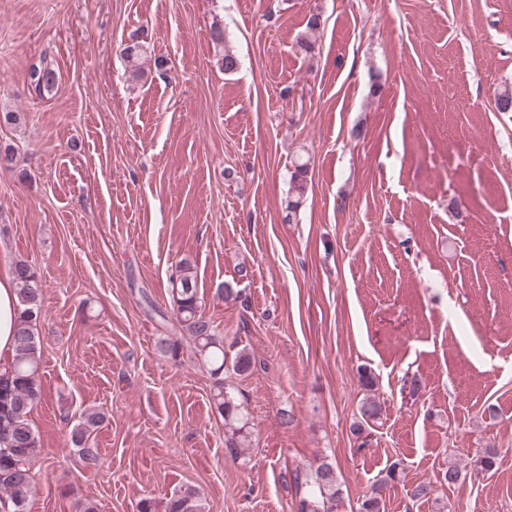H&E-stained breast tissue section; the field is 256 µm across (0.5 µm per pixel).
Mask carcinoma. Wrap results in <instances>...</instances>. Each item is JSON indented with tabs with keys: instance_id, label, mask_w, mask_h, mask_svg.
Returning a JSON list of instances; mask_svg holds the SVG:
<instances>
[{
	"instance_id": "carcinoma-1",
	"label": "carcinoma",
	"mask_w": 512,
	"mask_h": 512,
	"mask_svg": "<svg viewBox=\"0 0 512 512\" xmlns=\"http://www.w3.org/2000/svg\"><path fill=\"white\" fill-rule=\"evenodd\" d=\"M29 79L31 86L41 94L55 87L56 72L48 65H35L29 71ZM307 191L308 165L299 164L290 179L286 218H292L301 207ZM13 273L17 283L19 322L12 370L0 376V512H29L34 487L33 466L40 455L30 414L42 398L34 326L43 305L38 274L33 266L18 259L14 262ZM171 285L178 330L189 336L195 357L214 378L213 405L230 431L225 447L237 457L243 452L241 442L248 420L241 412V405L224 386L227 364L224 337L203 313L197 276L188 261L179 262ZM157 351L165 357L176 358L180 355L181 343L168 336L157 343ZM360 414L364 422H375L382 414L381 405L367 398L360 406ZM101 422V413L85 412L71 431V443L89 468L97 466L100 460L99 449L91 443V436ZM294 484L299 496L298 512H336V508L342 506V490L328 462L321 463L304 477L295 473ZM165 512H203L200 491L192 485L179 488L167 500ZM359 512H384L382 490H373L362 501Z\"/></svg>"
}]
</instances>
